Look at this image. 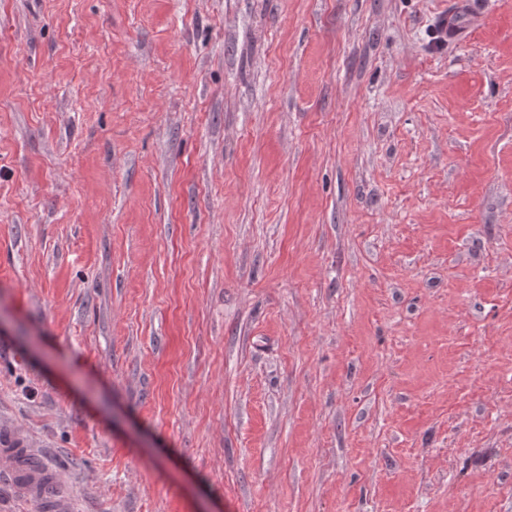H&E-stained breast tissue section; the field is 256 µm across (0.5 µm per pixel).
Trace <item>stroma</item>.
I'll use <instances>...</instances> for the list:
<instances>
[{"label":"stroma","mask_w":512,"mask_h":512,"mask_svg":"<svg viewBox=\"0 0 512 512\" xmlns=\"http://www.w3.org/2000/svg\"><path fill=\"white\" fill-rule=\"evenodd\" d=\"M3 420L73 512H512V0H0Z\"/></svg>","instance_id":"stroma-1"}]
</instances>
